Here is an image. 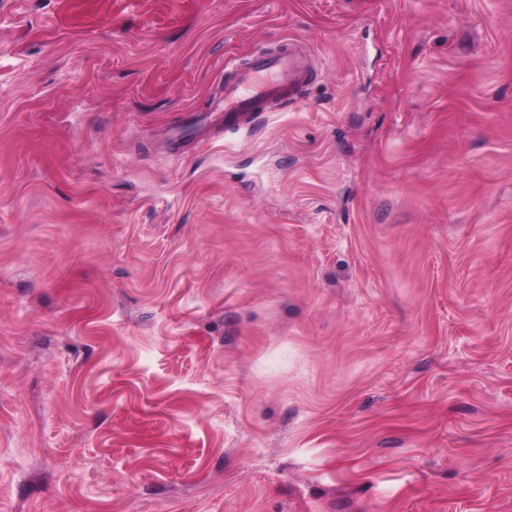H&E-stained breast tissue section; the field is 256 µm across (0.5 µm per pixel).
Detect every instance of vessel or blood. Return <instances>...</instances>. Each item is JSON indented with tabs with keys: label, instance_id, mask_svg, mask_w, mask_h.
<instances>
[{
	"label": "vessel or blood",
	"instance_id": "obj_1",
	"mask_svg": "<svg viewBox=\"0 0 512 512\" xmlns=\"http://www.w3.org/2000/svg\"><path fill=\"white\" fill-rule=\"evenodd\" d=\"M311 75L307 61L291 44H283L276 53L257 49L247 67L232 60L225 62L224 97L214 109L223 113L225 131H236L264 113L287 111Z\"/></svg>",
	"mask_w": 512,
	"mask_h": 512
}]
</instances>
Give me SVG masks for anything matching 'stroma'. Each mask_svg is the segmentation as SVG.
<instances>
[{
  "label": "stroma",
  "instance_id": "1",
  "mask_svg": "<svg viewBox=\"0 0 512 512\" xmlns=\"http://www.w3.org/2000/svg\"><path fill=\"white\" fill-rule=\"evenodd\" d=\"M0 512H512V0H0ZM312 74L290 42L284 43L278 53L259 48L245 68L234 60L224 63V99L216 102L212 112H224V133L234 132L242 124L254 123L265 112L287 111Z\"/></svg>",
  "mask_w": 512,
  "mask_h": 512
}]
</instances>
